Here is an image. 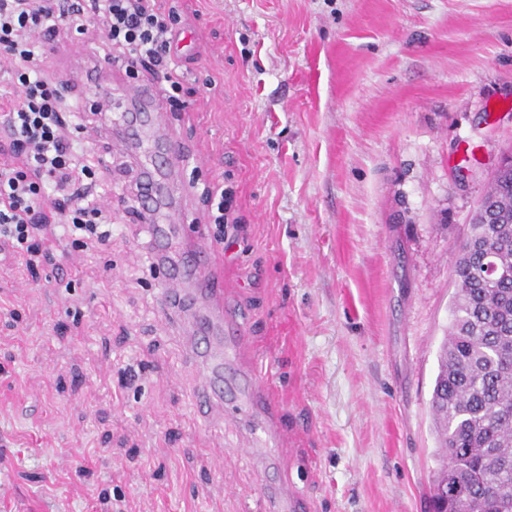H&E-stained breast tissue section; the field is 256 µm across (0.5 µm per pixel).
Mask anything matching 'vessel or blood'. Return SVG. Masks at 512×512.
<instances>
[{
	"instance_id": "b4317fda",
	"label": "vessel or blood",
	"mask_w": 512,
	"mask_h": 512,
	"mask_svg": "<svg viewBox=\"0 0 512 512\" xmlns=\"http://www.w3.org/2000/svg\"><path fill=\"white\" fill-rule=\"evenodd\" d=\"M98 102L103 110L119 113L117 125L123 139L143 149L140 177L150 202L140 210L141 221L149 229L160 275L161 314L166 319L187 314L188 338L206 368L195 391L199 413L220 406L228 416L247 418L257 411L275 419L278 405L268 397L262 376H255L252 395L224 394V361L246 353L248 345L241 330L224 329L228 313L214 249L201 232L186 229L187 190L178 176L186 158L176 130L164 118L165 102L141 87L131 88L126 99L106 94Z\"/></svg>"
}]
</instances>
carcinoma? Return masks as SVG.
Returning <instances> with one entry per match:
<instances>
[{"instance_id": "cac0c4a2", "label": "carcinoma", "mask_w": 512, "mask_h": 512, "mask_svg": "<svg viewBox=\"0 0 512 512\" xmlns=\"http://www.w3.org/2000/svg\"><path fill=\"white\" fill-rule=\"evenodd\" d=\"M508 276L479 274L486 257ZM430 405L434 512H512V169L493 173L458 249Z\"/></svg>"}]
</instances>
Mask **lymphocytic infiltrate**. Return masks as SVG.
<instances>
[{
	"mask_svg": "<svg viewBox=\"0 0 512 512\" xmlns=\"http://www.w3.org/2000/svg\"><path fill=\"white\" fill-rule=\"evenodd\" d=\"M92 25L102 33L103 63L123 65L130 75L150 65L172 111L186 106L173 47L184 31L176 9L160 10L156 0H0V73L11 85L0 93V129L10 150L0 159V243L32 274L47 258L37 232L48 213L75 250L112 238V207L96 193L102 167L88 162L74 139L102 112L94 104L67 109L43 76L60 33L82 35Z\"/></svg>",
	"mask_w": 512,
	"mask_h": 512,
	"instance_id": "obj_1",
	"label": "lymphocytic infiltrate"
}]
</instances>
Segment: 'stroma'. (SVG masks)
<instances>
[{"mask_svg":"<svg viewBox=\"0 0 512 512\" xmlns=\"http://www.w3.org/2000/svg\"><path fill=\"white\" fill-rule=\"evenodd\" d=\"M194 52L169 113L203 186L234 193L218 245L224 307L279 404L280 437L243 455L266 418H203L201 369L160 316L146 225L124 198L139 152L103 125L81 145L110 174L111 243L54 255L29 281L0 253V512H429L438 468L430 399L451 322L456 249L512 150V0H159ZM44 73L88 108L103 91L66 54ZM229 462L217 467L213 449Z\"/></svg>","mask_w":512,"mask_h":512,"instance_id":"35a3bbf8","label":"stroma"}]
</instances>
